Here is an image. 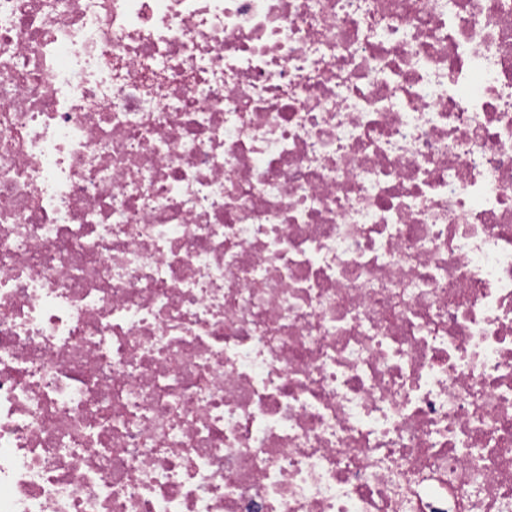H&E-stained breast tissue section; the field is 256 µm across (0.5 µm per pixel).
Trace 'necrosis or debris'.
Returning <instances> with one entry per match:
<instances>
[{
	"label": "necrosis or debris",
	"mask_w": 512,
	"mask_h": 512,
	"mask_svg": "<svg viewBox=\"0 0 512 512\" xmlns=\"http://www.w3.org/2000/svg\"><path fill=\"white\" fill-rule=\"evenodd\" d=\"M0 512H512V0H0Z\"/></svg>",
	"instance_id": "1"
}]
</instances>
